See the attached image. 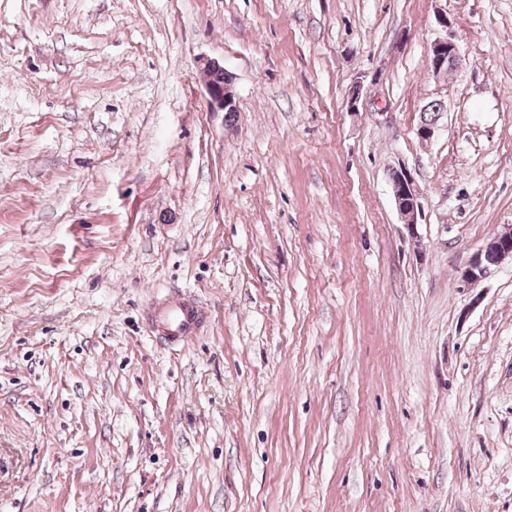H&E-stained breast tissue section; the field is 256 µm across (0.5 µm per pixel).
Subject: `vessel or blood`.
I'll return each instance as SVG.
<instances>
[{"label": "vessel or blood", "instance_id": "obj_1", "mask_svg": "<svg viewBox=\"0 0 512 512\" xmlns=\"http://www.w3.org/2000/svg\"><path fill=\"white\" fill-rule=\"evenodd\" d=\"M205 322V312L187 294H172L160 300L148 315L152 331L172 343L185 341L199 333Z\"/></svg>", "mask_w": 512, "mask_h": 512}]
</instances>
